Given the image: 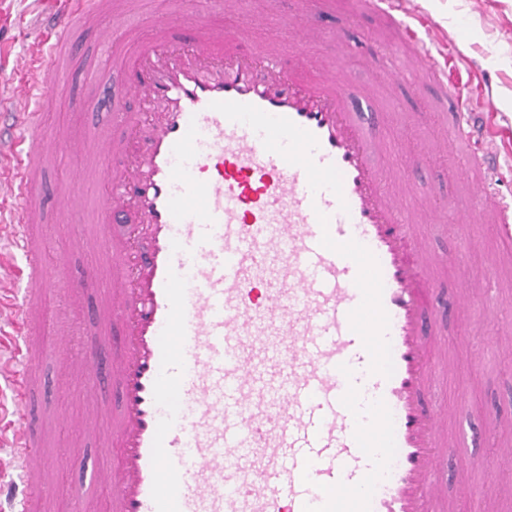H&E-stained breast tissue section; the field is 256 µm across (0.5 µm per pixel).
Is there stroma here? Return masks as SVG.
I'll return each mask as SVG.
<instances>
[{
  "mask_svg": "<svg viewBox=\"0 0 512 512\" xmlns=\"http://www.w3.org/2000/svg\"><path fill=\"white\" fill-rule=\"evenodd\" d=\"M303 0H237L234 11L216 16L217 24L233 29L252 17L265 19L253 33V41L273 40L289 14L302 6ZM441 32L450 33L451 61L448 77L463 84L474 99L492 98L500 109L496 122L504 135L512 136V0H413ZM313 30L323 33L342 29L346 34L345 55L351 73L352 95L372 92L381 111L412 114L413 120L403 136H394L391 127L380 129L390 145L380 156V164L390 171L417 160L418 169L408 187L413 200H434L438 221L426 235L429 253L438 260L435 271L439 293L437 300L448 309L440 346L448 352V375L432 391V399L448 407V439L464 440L470 457L469 477L473 494L466 503H458L455 472L445 469L440 478L446 488L445 512H512V471L497 478L485 474L495 451L512 444V353L500 352L494 345L512 328V308L490 317L483 301L465 308L452 304L459 278H467L473 287H481L488 275L487 258L498 250L494 225L476 223L461 228L456 224L458 205L467 197V164L453 153L422 155L424 146L442 139L448 128L443 113L430 110L429 92L400 93L387 91L384 73L395 61V48L376 18L360 0L346 7L310 18ZM49 31L40 19L37 0H0V86L18 81L16 58L32 45L44 41ZM75 55L70 62L68 81L60 91L53 110L44 116L48 130L71 134H89L106 121L102 108L89 106L75 112L70 100L86 92L89 62L96 49L95 32H75ZM480 242L479 250L467 249V239ZM463 254V265L453 258ZM96 293L87 289L75 292L62 289L59 295H46L48 318L62 331H71L75 321H82L83 338H91L93 324L89 317L95 307ZM69 357L67 348L56 347L44 361L43 401L35 411L37 426L45 433L49 466L45 478L55 486L77 485V469L66 464L68 455H90L94 446L82 433L68 428L66 419L81 408V381L60 379L57 370Z\"/></svg>",
  "mask_w": 512,
  "mask_h": 512,
  "instance_id": "1",
  "label": "stroma"
}]
</instances>
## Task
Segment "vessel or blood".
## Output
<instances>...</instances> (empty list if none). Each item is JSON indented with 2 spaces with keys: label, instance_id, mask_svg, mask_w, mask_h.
Returning <instances> with one entry per match:
<instances>
[{
  "label": "vessel or blood",
  "instance_id": "b4317fda",
  "mask_svg": "<svg viewBox=\"0 0 512 512\" xmlns=\"http://www.w3.org/2000/svg\"><path fill=\"white\" fill-rule=\"evenodd\" d=\"M397 2L367 0L411 48L387 83L448 91L450 139L432 149L464 148L471 202L458 223L498 225L511 242L512 199L493 189L497 107L486 101L473 126L433 38L398 18ZM89 21L100 55L73 106L105 102L107 125L57 138L43 111L67 75L69 32ZM263 23L227 30L180 0L138 41L113 24L112 0H62L56 38L17 57L19 136L0 144L13 162L0 166L12 204L0 236L23 260L13 301L0 300L20 337L13 512L59 494L30 413L50 353L36 322L66 266H46L29 227L43 162L63 154L94 161L56 196L71 226L64 252L102 256L79 282L96 292L97 333L58 368L80 369L88 404L69 423L97 451L69 512H95L102 489L106 512H440L451 461L457 496H471L448 409L430 397L447 366L422 236L437 213L393 193L374 161L387 148L377 126L403 119L369 99L355 107L343 59L308 57L289 74L274 48H248Z\"/></svg>",
  "mask_w": 512,
  "mask_h": 512
}]
</instances>
